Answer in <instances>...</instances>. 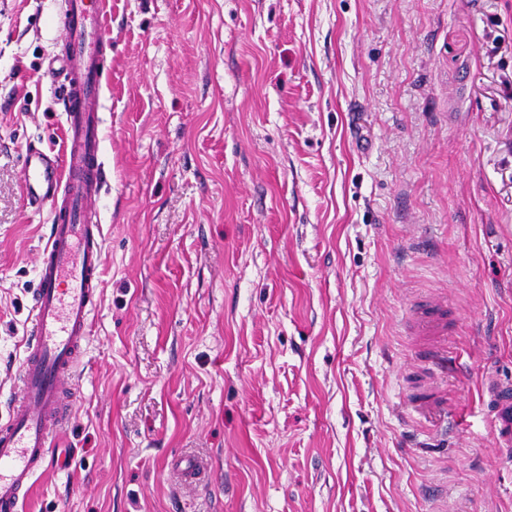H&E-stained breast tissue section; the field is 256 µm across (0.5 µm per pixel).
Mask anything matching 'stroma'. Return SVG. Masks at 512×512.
<instances>
[{"label":"stroma","instance_id":"1","mask_svg":"<svg viewBox=\"0 0 512 512\" xmlns=\"http://www.w3.org/2000/svg\"><path fill=\"white\" fill-rule=\"evenodd\" d=\"M58 0H0V401L62 148ZM104 288L22 512H512V0H112ZM448 300V419L403 377ZM203 472L184 486L176 459ZM484 401L492 420V437L504 458L512 456V384L495 375L483 381Z\"/></svg>","mask_w":512,"mask_h":512}]
</instances>
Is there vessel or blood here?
<instances>
[{"instance_id":"vessel-or-blood-1","label":"vessel or blood","mask_w":512,"mask_h":512,"mask_svg":"<svg viewBox=\"0 0 512 512\" xmlns=\"http://www.w3.org/2000/svg\"><path fill=\"white\" fill-rule=\"evenodd\" d=\"M60 22L66 31L56 53L57 71L64 76L58 88L64 149L57 154L30 147L24 155L30 207L41 210L50 200L54 208L35 268L31 321L16 377L19 394L9 399L7 418L0 420V512H21L33 477L63 464L54 451L69 420L62 382L78 371L102 287L103 226L93 219L88 201L108 182L102 149L106 0H62ZM450 323L448 302L441 297L423 301L410 322L419 338L418 362L438 380L458 369L447 348ZM414 393L419 412L448 408L447 398L431 384L419 383ZM483 393L494 443L510 457L512 384L490 375Z\"/></svg>"}]
</instances>
